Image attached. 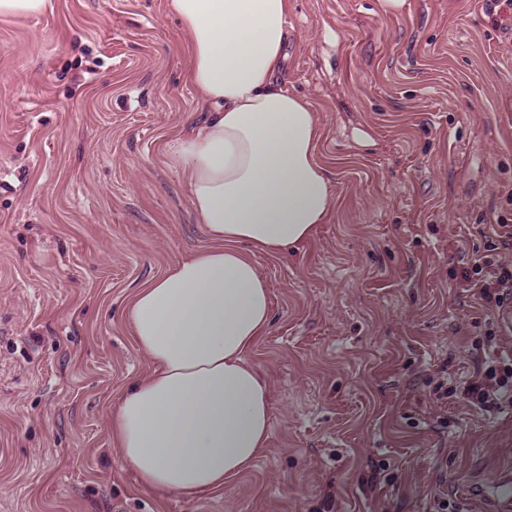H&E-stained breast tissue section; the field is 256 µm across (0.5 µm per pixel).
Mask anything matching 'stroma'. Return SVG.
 <instances>
[{
	"label": "stroma",
	"mask_w": 512,
	"mask_h": 512,
	"mask_svg": "<svg viewBox=\"0 0 512 512\" xmlns=\"http://www.w3.org/2000/svg\"><path fill=\"white\" fill-rule=\"evenodd\" d=\"M0 16V512H499L512 403L433 406L512 331L463 274L512 218V7L291 0L280 76L335 207L257 262L267 445L223 489L144 493L113 406L153 370L126 309L207 244L170 143L204 120L166 0Z\"/></svg>",
	"instance_id": "1"
}]
</instances>
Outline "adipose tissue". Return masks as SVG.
<instances>
[{
  "mask_svg": "<svg viewBox=\"0 0 512 512\" xmlns=\"http://www.w3.org/2000/svg\"><path fill=\"white\" fill-rule=\"evenodd\" d=\"M186 78L208 118L169 147L206 248L138 288L127 322L154 371L112 412L110 434L156 495L223 488L270 430L269 387L247 355L270 326L257 256L308 240L335 206L313 106L280 84L289 0H167Z\"/></svg>",
  "mask_w": 512,
  "mask_h": 512,
  "instance_id": "1",
  "label": "adipose tissue"
}]
</instances>
